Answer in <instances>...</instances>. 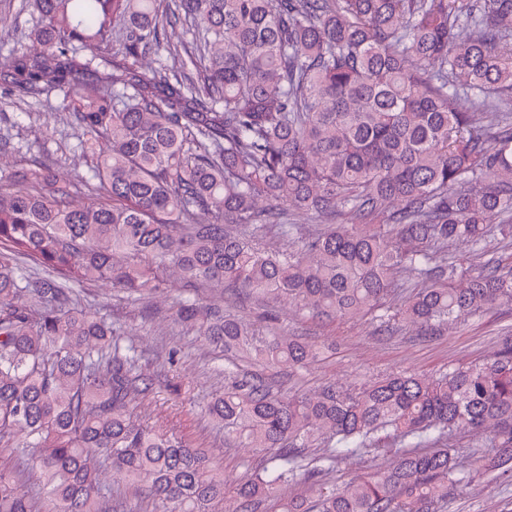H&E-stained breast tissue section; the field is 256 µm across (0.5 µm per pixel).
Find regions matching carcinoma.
I'll list each match as a JSON object with an SVG mask.
<instances>
[{"mask_svg": "<svg viewBox=\"0 0 512 512\" xmlns=\"http://www.w3.org/2000/svg\"><path fill=\"white\" fill-rule=\"evenodd\" d=\"M196 79L151 77L161 0H32L35 48L0 61L16 91L62 94L95 159L91 191L34 167L0 180V445L32 456L52 512H132L105 468L162 512H213L224 473L199 449L134 416L149 388L121 328L73 289L32 276L33 258L75 282L128 296L171 279L288 298L313 317L449 328L512 304V263L482 261L512 236V0H176ZM123 27L122 59L112 30ZM106 76L108 96L80 89ZM348 224L299 234L284 214ZM207 216L194 223L197 214ZM291 241L253 246L266 226ZM476 256L448 262V245ZM423 287L391 311L395 275ZM176 318L236 358L293 374L321 348L196 302ZM224 435L269 454L237 488L258 512L283 485L371 451L392 456L280 512H442L448 490L512 474V337L481 365L396 373L360 388L327 383L283 398L246 376L208 407ZM485 439L464 461L455 437ZM0 512H41L0 468Z\"/></svg>", "mask_w": 512, "mask_h": 512, "instance_id": "cac0c4a2", "label": "carcinoma"}]
</instances>
